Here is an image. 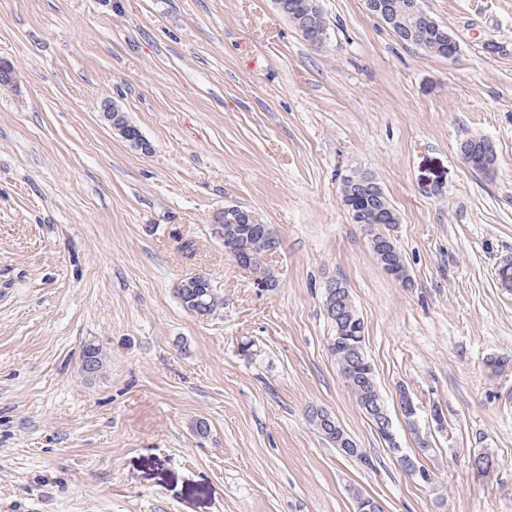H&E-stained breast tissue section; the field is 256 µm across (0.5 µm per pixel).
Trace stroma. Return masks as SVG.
Segmentation results:
<instances>
[{
    "label": "stroma",
    "instance_id": "stroma-1",
    "mask_svg": "<svg viewBox=\"0 0 512 512\" xmlns=\"http://www.w3.org/2000/svg\"><path fill=\"white\" fill-rule=\"evenodd\" d=\"M320 5L313 47L274 0H0L17 73L0 85V512H355L358 492L384 512H512V0H424L460 43L452 61L364 0ZM108 100L150 153L113 134ZM473 136L490 173L461 160ZM353 171L387 193L411 287L351 223ZM227 206L276 232L277 288L225 254ZM195 272L224 299L203 319L175 293ZM332 280L432 485L398 465L329 351ZM88 342L107 357L92 382ZM321 409L370 466L326 441ZM391 29L395 33L397 38L404 44L414 45L421 49H424L425 51H427L429 53L439 55L442 57L444 56L443 49L446 46L443 44L441 37L439 35H437L434 32V30H431V32L424 34L423 37H419V39H421L422 42H421V44L417 43V45H416L410 41L409 33L406 29H398V28L394 29L392 27H391ZM79 368L88 381L96 380L102 373V362L99 357V346L88 343L82 357L79 359Z\"/></svg>",
    "mask_w": 512,
    "mask_h": 512
}]
</instances>
